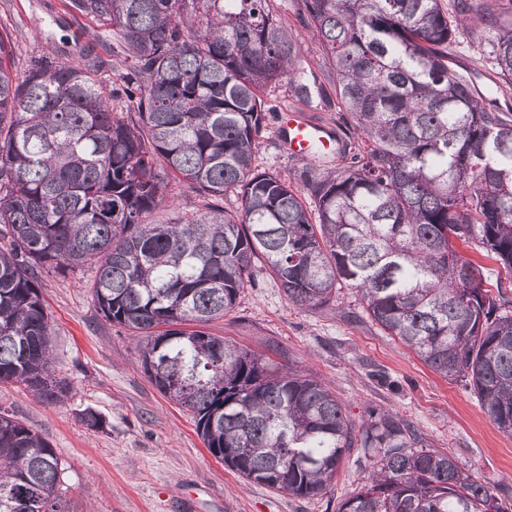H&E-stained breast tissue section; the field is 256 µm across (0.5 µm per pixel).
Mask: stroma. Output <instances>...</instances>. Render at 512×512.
<instances>
[{"instance_id":"stroma-1","label":"stroma","mask_w":512,"mask_h":512,"mask_svg":"<svg viewBox=\"0 0 512 512\" xmlns=\"http://www.w3.org/2000/svg\"><path fill=\"white\" fill-rule=\"evenodd\" d=\"M282 22L302 46V62L323 87L325 102L303 109L287 86L265 92L278 111L304 112L328 129L338 126L336 89L328 81L321 41L298 14L299 0H275ZM0 32L12 39L16 72L44 56L65 63H98L103 95L115 111L127 104L113 92L125 55L115 31L72 11L68 0H0ZM482 30L459 37L449 49L450 66L470 72L479 94L495 96L500 110L512 107V90L497 92V76L481 59ZM270 119L255 156L259 170L292 181L304 165L281 142ZM173 204L146 216L149 224L187 220L212 200L187 183L168 187ZM94 268L77 275L43 274L41 290L51 321L54 368L72 391L65 402L46 404L19 383L0 382V412L28 425L54 448L65 473L59 494L69 512H338L365 484L369 470L360 449H351L331 490L297 498L240 477L216 460L196 432L193 414L167 400L142 367L139 340L105 321L93 306ZM233 311L208 326L209 333L258 352H277L280 363L326 384L352 418L370 409L389 411L423 433L432 449L455 458L474 479L512 499V435L499 431L474 390L427 367L398 339L364 315L359 296L344 287L334 305L302 309L289 304L264 263ZM91 409L101 429L80 420Z\"/></svg>"}]
</instances>
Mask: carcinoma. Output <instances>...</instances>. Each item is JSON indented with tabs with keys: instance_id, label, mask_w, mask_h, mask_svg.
I'll return each mask as SVG.
<instances>
[{
	"instance_id": "1",
	"label": "carcinoma",
	"mask_w": 512,
	"mask_h": 512,
	"mask_svg": "<svg viewBox=\"0 0 512 512\" xmlns=\"http://www.w3.org/2000/svg\"><path fill=\"white\" fill-rule=\"evenodd\" d=\"M273 2L70 0L116 29L131 116L89 64L43 57L14 74L0 33V382L67 399L40 278L94 266L97 312L145 338L152 384L237 475L312 498L362 448L369 481L338 512H512L399 416L356 422L320 380L204 331L260 258L298 308L350 286L372 322L441 377L467 379L512 435V117L448 66L458 35L482 28L480 52L512 88V0L488 13L472 0H300L345 109L336 168L299 174L312 210L253 167L268 86L323 101ZM170 177L239 207L143 223L170 203ZM458 242L502 267L496 291ZM60 472L48 442L1 412L0 512H66Z\"/></svg>"
}]
</instances>
